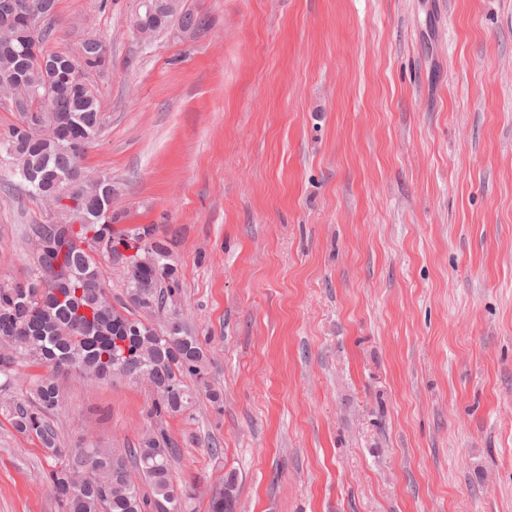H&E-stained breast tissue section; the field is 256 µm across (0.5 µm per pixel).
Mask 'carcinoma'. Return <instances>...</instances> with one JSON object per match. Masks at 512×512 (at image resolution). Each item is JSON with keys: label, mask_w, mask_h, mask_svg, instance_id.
Here are the masks:
<instances>
[{"label": "carcinoma", "mask_w": 512, "mask_h": 512, "mask_svg": "<svg viewBox=\"0 0 512 512\" xmlns=\"http://www.w3.org/2000/svg\"><path fill=\"white\" fill-rule=\"evenodd\" d=\"M15 2L14 37L0 35V98L22 90L42 101L0 127V161L45 205L55 202L56 193L71 181L76 209L58 205L24 225L23 239L33 250L24 287L0 285V392L10 389L20 366L34 362L47 368L46 374L32 378L24 400H3L0 412L17 432L37 439L55 461L46 482L60 512H186L190 495L178 492L171 477L178 448L163 429L146 432L138 447L123 451L71 448L51 425L60 410L62 365L83 379L125 377L148 383L154 392L148 418L156 422L185 413L195 401L196 387L213 403L221 401V393L209 384L203 342L172 311L181 285L168 245L146 229L134 235L114 231L112 179L82 165L88 143L102 130L100 103L92 88L70 85L60 91L57 86L76 55L89 72L106 68L104 43L85 39L75 55L49 50L51 18L31 34L27 15L43 11L46 4L55 8V0ZM141 20L140 27L153 33L176 23L196 31L209 27L206 17L183 10L181 0H157L155 14H143ZM32 41L40 55L54 62V80L27 54ZM81 214L93 223L72 224ZM126 245L136 248L139 263L128 270L124 298L114 301L102 278L101 260ZM87 465L92 478L79 487V474ZM134 471L150 494L134 481ZM226 489L238 495L231 470L213 492L210 512H226Z\"/></svg>", "instance_id": "obj_1"}]
</instances>
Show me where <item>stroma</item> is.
<instances>
[{"label":"stroma","mask_w":512,"mask_h":512,"mask_svg":"<svg viewBox=\"0 0 512 512\" xmlns=\"http://www.w3.org/2000/svg\"><path fill=\"white\" fill-rule=\"evenodd\" d=\"M57 0L99 37L116 230L168 240L221 405L165 428L187 512H512V0ZM44 206L0 185V281ZM75 448H133L152 393L61 378ZM54 464L0 415V512H59ZM181 0H157L155 5V14L146 19L144 13L141 14L142 23H138L140 27L149 29L153 34L151 36L142 35L134 26L135 19L132 23V28L135 34L145 43L151 42L158 33L163 30H168L176 22L182 29L193 27L194 31H204L209 27L208 20L204 16L193 14L188 11H183ZM224 488L230 490V492L234 495V504L236 508L238 497V480L236 473L231 470L225 473L224 481L220 485L218 491H213L210 501L211 512H236L224 510Z\"/></svg>","instance_id":"obj_1"}]
</instances>
